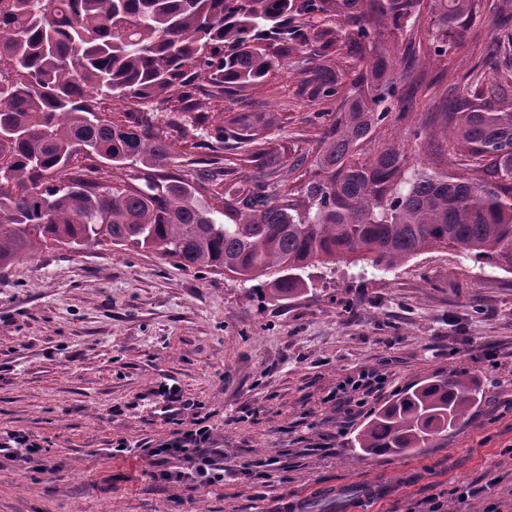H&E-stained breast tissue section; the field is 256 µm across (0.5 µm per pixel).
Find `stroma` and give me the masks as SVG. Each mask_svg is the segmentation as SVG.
<instances>
[{"instance_id":"35a3bbf8","label":"stroma","mask_w":512,"mask_h":512,"mask_svg":"<svg viewBox=\"0 0 512 512\" xmlns=\"http://www.w3.org/2000/svg\"><path fill=\"white\" fill-rule=\"evenodd\" d=\"M512 0H491L437 61L421 12L399 38L413 48L418 90L398 84L404 117L363 145L404 148L414 168L461 161L438 109L502 75L512 100V47L493 36ZM294 61L233 105L277 112L289 158L311 153L322 125ZM314 289L275 301L236 275L180 266L149 250L48 247L0 270V432L31 435L30 463L0 457V512H280L286 500L376 485L351 512H512V272L443 249L383 273L346 261L313 271ZM384 375L364 407L337 394L359 374ZM475 378L468 420L432 447L355 460L353 440L407 387L437 375ZM185 407L168 411L159 386ZM204 420L224 450V479L188 490L151 477L146 442ZM134 451L117 449L118 440Z\"/></svg>"}]
</instances>
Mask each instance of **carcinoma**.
I'll return each instance as SVG.
<instances>
[{
    "instance_id": "obj_1",
    "label": "carcinoma",
    "mask_w": 512,
    "mask_h": 512,
    "mask_svg": "<svg viewBox=\"0 0 512 512\" xmlns=\"http://www.w3.org/2000/svg\"><path fill=\"white\" fill-rule=\"evenodd\" d=\"M421 0H0V269L41 246H129L185 268L259 281L276 300L313 287L311 268L348 261L391 270L431 249L512 272V104L493 86L454 98L444 112L453 149L471 164L447 175L404 177L392 146L361 157L390 116L392 62L377 47L404 33ZM443 30L433 47L479 13L480 0H432ZM309 50L300 92L329 117L313 174L296 191L279 178L284 153L265 145L276 112H226L208 103L258 85L291 50ZM357 71L343 89L346 68ZM130 108L109 118L107 102ZM178 132L197 181L219 207L166 173ZM211 151L195 158V150ZM140 184L108 186L72 170L78 155ZM256 168L249 176L245 169ZM476 379L418 383L354 438L355 457L404 455L452 431L480 400Z\"/></svg>"
}]
</instances>
